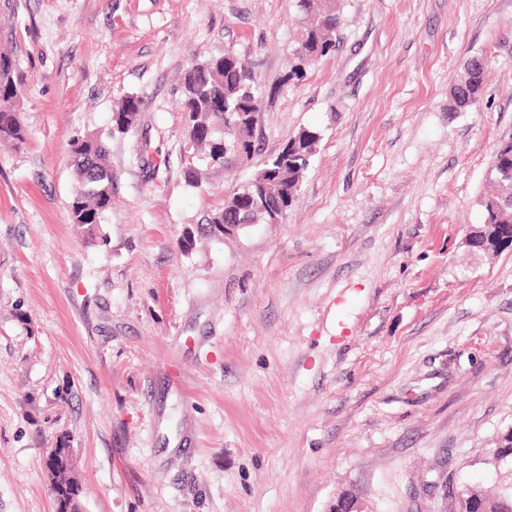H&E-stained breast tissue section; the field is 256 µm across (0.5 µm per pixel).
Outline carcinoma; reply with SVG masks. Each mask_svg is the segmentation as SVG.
Returning <instances> with one entry per match:
<instances>
[{"instance_id":"obj_1","label":"carcinoma","mask_w":512,"mask_h":512,"mask_svg":"<svg viewBox=\"0 0 512 512\" xmlns=\"http://www.w3.org/2000/svg\"><path fill=\"white\" fill-rule=\"evenodd\" d=\"M303 16L286 81H300L314 61L336 49L339 25L338 0H298ZM484 64L472 60L465 75L455 85L451 112L474 107L482 95ZM22 78L16 59L0 53V143L16 145L26 140L17 101ZM263 93L249 63L223 54L193 59L181 77L180 106L186 115L189 143L203 151L212 165L224 163L229 149L242 159L256 154L255 141L241 140L237 131L224 125V114L241 112L255 122L262 106ZM139 100L126 96L112 112L111 127L104 133L77 135L69 139V154L77 181L71 201L73 223L94 233L102 215L112 205V169L108 161V142L115 134H126L136 126ZM322 134L303 128L286 143L288 162L273 155L265 158L254 179L224 198L221 208L210 214L201 229L210 235L224 234V224L237 214H247L248 224H278L296 199L298 187L316 154ZM497 191L485 198V223L512 222V141L500 146L494 158ZM480 508L484 512H512V489L483 492Z\"/></svg>"}]
</instances>
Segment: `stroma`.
Here are the masks:
<instances>
[{"label":"stroma","instance_id":"35a3bbf8","mask_svg":"<svg viewBox=\"0 0 512 512\" xmlns=\"http://www.w3.org/2000/svg\"><path fill=\"white\" fill-rule=\"evenodd\" d=\"M336 49L286 82L296 0H0L29 137L0 146V512H455L512 486V249L470 250L512 141V0H340ZM246 59L252 160L185 178L179 77ZM479 104L448 109L468 62ZM109 144L112 206L73 224L68 141ZM304 128L278 224L200 226Z\"/></svg>","mask_w":512,"mask_h":512}]
</instances>
